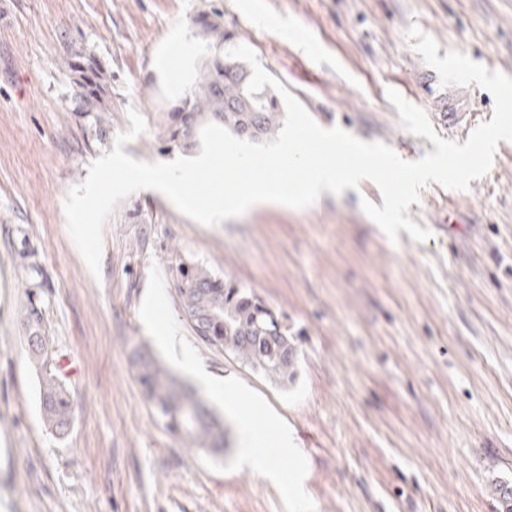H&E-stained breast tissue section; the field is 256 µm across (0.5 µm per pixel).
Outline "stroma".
<instances>
[{
  "mask_svg": "<svg viewBox=\"0 0 512 512\" xmlns=\"http://www.w3.org/2000/svg\"><path fill=\"white\" fill-rule=\"evenodd\" d=\"M213 12L319 125L407 160L435 146L402 127L387 87L461 144L494 110L477 85L440 88L410 25L439 55L456 49L512 77V0H0V512H285L251 469H206L146 399L132 352L154 345L139 317L154 268L206 371L242 379L289 425L316 512H499L495 485L512 482V142L469 191L422 190L408 210L431 231L422 242L402 230L391 243L364 214L361 199L383 203L368 180L215 227L143 190L105 223L101 275L89 272L65 197L130 129L128 110L147 131L124 153L175 159L161 124L199 76L196 19ZM78 51L112 74L105 121L75 109L66 60ZM448 112L462 124L447 128ZM182 261L280 314L297 350L292 381L195 336L173 284ZM32 301L74 405L61 437L39 413L22 325Z\"/></svg>",
  "mask_w": 512,
  "mask_h": 512,
  "instance_id": "1",
  "label": "stroma"
}]
</instances>
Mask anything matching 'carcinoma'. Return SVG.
<instances>
[{"instance_id":"cac0c4a2","label":"carcinoma","mask_w":512,"mask_h":512,"mask_svg":"<svg viewBox=\"0 0 512 512\" xmlns=\"http://www.w3.org/2000/svg\"><path fill=\"white\" fill-rule=\"evenodd\" d=\"M202 31L213 60L205 64L199 80L168 113L163 126L167 149L191 152L197 147L201 127L209 122L225 126L239 138L259 142L272 137L282 123L275 95L265 87L254 94L255 111H240L251 73L239 62L224 61V43L230 35L220 20H203ZM68 67L79 89L78 111L95 112L100 118L112 111L110 75L96 57L78 54ZM173 278L184 308L211 316L200 340L219 350H231L239 360L270 378L281 382L292 379L296 353L288 325L261 298L232 280L213 275L199 263L179 264ZM22 323L31 356L44 355L47 336L42 310L30 305ZM135 363L144 392L170 433L189 448L213 453L224 450L223 423L207 406L197 404L194 392L145 351L135 352ZM38 402L42 420L51 432L61 434L69 428L73 401L52 371L41 375ZM495 492L500 512H512V487L501 481Z\"/></svg>"}]
</instances>
